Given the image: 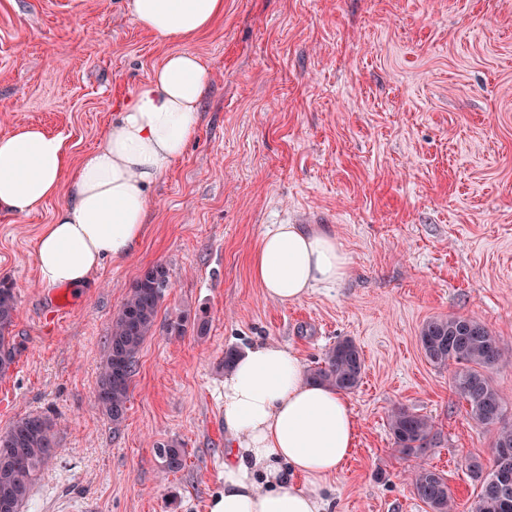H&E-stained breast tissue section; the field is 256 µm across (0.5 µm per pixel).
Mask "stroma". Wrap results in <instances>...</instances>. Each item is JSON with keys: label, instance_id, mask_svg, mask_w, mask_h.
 Returning a JSON list of instances; mask_svg holds the SVG:
<instances>
[{"label": "stroma", "instance_id": "obj_1", "mask_svg": "<svg viewBox=\"0 0 512 512\" xmlns=\"http://www.w3.org/2000/svg\"><path fill=\"white\" fill-rule=\"evenodd\" d=\"M128 3L0 0V134L39 125L71 162L168 54L211 71L197 135L151 187L147 234L124 263L84 288H43L34 245L57 201L0 214V280L18 301L0 432L46 415L58 442L21 512H210L224 491L225 350L273 341L311 369L343 339L365 372L329 512H430L410 486L422 468L471 503L467 463L490 465V433L418 336L435 318L484 324L511 352L492 378L512 419V0H224L190 41L142 30ZM286 221L335 229L351 261L349 278L293 306L250 270ZM158 263L171 286L116 425L93 406L112 315ZM199 311L207 335H166L168 319ZM398 405L433 422L426 455L395 448ZM171 440L185 450L177 473L155 452Z\"/></svg>", "mask_w": 512, "mask_h": 512}]
</instances>
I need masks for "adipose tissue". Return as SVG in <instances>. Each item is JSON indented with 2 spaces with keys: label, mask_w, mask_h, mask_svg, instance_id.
Segmentation results:
<instances>
[{
  "label": "adipose tissue",
  "mask_w": 512,
  "mask_h": 512,
  "mask_svg": "<svg viewBox=\"0 0 512 512\" xmlns=\"http://www.w3.org/2000/svg\"><path fill=\"white\" fill-rule=\"evenodd\" d=\"M129 9L141 29L188 41L223 13L224 0H130ZM208 85L197 54H169L73 168L63 139L38 126L0 135V213L59 202L35 246L42 287L83 286L105 262L137 251L149 189L195 137ZM251 268L268 298L293 305L348 278L351 263L334 231L287 223L264 233ZM223 421L224 492L212 512H326L324 490L352 452L356 422L340 392L307 379L292 348L267 341L239 354L224 373Z\"/></svg>",
  "instance_id": "obj_1"
}]
</instances>
